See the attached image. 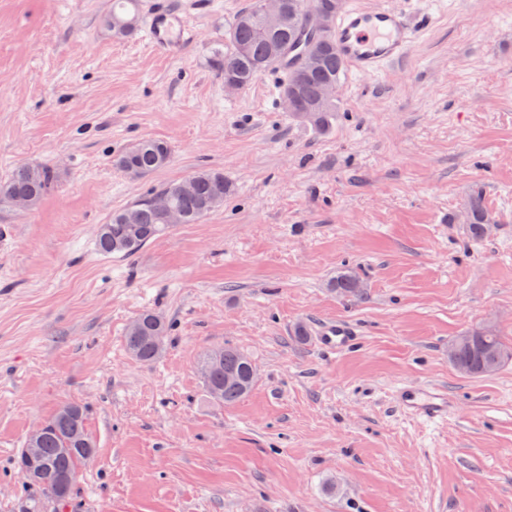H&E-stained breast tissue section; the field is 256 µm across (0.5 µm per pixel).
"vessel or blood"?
Returning <instances> with one entry per match:
<instances>
[{
  "instance_id": "vessel-or-blood-1",
  "label": "vessel or blood",
  "mask_w": 512,
  "mask_h": 512,
  "mask_svg": "<svg viewBox=\"0 0 512 512\" xmlns=\"http://www.w3.org/2000/svg\"><path fill=\"white\" fill-rule=\"evenodd\" d=\"M421 31V25L405 10L375 0L369 7L344 9L332 25L330 37L348 70L368 77L405 59ZM144 36L154 47L175 54L191 42L193 32L179 14L161 6L147 14ZM355 336V329L345 320L324 322L316 332L319 347L333 353L352 346ZM397 396L408 412L429 422L445 420L453 410L452 398L440 388L403 385Z\"/></svg>"
}]
</instances>
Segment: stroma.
<instances>
[{
    "label": "stroma",
    "mask_w": 512,
    "mask_h": 512,
    "mask_svg": "<svg viewBox=\"0 0 512 512\" xmlns=\"http://www.w3.org/2000/svg\"><path fill=\"white\" fill-rule=\"evenodd\" d=\"M159 1L195 31L180 55L113 37L112 0H0V181L59 173L36 208L0 206V512H25L13 456L68 403L96 445L69 512H512V359L481 378L448 359L467 330L512 344V0H387L427 30L344 76L323 133L284 109L282 72L228 91L213 69L249 0L140 13ZM141 139L172 159L133 178L112 155ZM202 167L233 184L222 207L132 258L96 251L113 211ZM346 270L359 297L332 289ZM148 309L172 331L144 364L124 336ZM336 319L359 341L328 355ZM227 343L256 369L231 405L200 366ZM403 384L446 389L453 414H408ZM466 224L473 239L483 235L484 224H489L491 216L487 211L480 194L470 197L465 205ZM356 331L345 320H330L324 322L316 332V340L323 350L336 353L352 346L355 342Z\"/></svg>",
    "instance_id": "obj_1"
}]
</instances>
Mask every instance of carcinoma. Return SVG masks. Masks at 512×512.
<instances>
[{
  "mask_svg": "<svg viewBox=\"0 0 512 512\" xmlns=\"http://www.w3.org/2000/svg\"><path fill=\"white\" fill-rule=\"evenodd\" d=\"M137 0H112V13L104 20L116 38L131 36L136 28L137 13L133 9ZM258 0H250L248 7L239 12L225 29L224 50L214 55V66L224 81H234L245 89L260 74L288 61L280 96L295 97L298 107L312 108V115L292 113L295 120L312 126L319 132L330 129L336 112V101L322 100V89L330 83H340L345 65L329 33L320 35L309 45L318 57V66L311 71L297 64L296 55L290 53L307 25L311 10H328L336 19L343 0H283L284 21L268 26L257 7ZM171 160L169 146L159 140H141L112 156V164L134 177H146L166 167ZM58 173L50 165L21 163L10 177L0 183V204H9L14 198H24L36 206L56 184ZM192 188L184 190V181L164 184L131 205L112 213L108 222L98 227L97 249L106 255L130 258L146 244L173 228L167 222V213L175 210L183 223L196 224L206 215L224 204L234 192V186L218 169H200L190 175ZM466 223L471 237L483 235L484 225L490 223L481 195L470 197L465 205ZM336 292L354 297L361 283L351 272H346L332 284ZM168 333V324L162 314L147 310L128 327L125 347L141 362L156 360L162 353ZM489 351L512 357V346L500 336L482 333L469 347L458 351L453 365L471 377L485 373L484 358ZM218 357L208 353L203 367V383L207 393L215 400L232 404L245 397L253 387L255 369L252 362L233 346L217 349ZM68 415L57 411L45 422L40 439V452L29 458L26 448L19 449L14 466L22 484L36 488L41 497L28 499L27 512H42L48 503L54 512H63L71 497H59L55 487L60 479L77 476L84 463L86 447L94 446L86 430V410L79 404H68Z\"/></svg>",
  "mask_w": 512,
  "mask_h": 512,
  "instance_id": "carcinoma-1",
  "label": "carcinoma"
}]
</instances>
